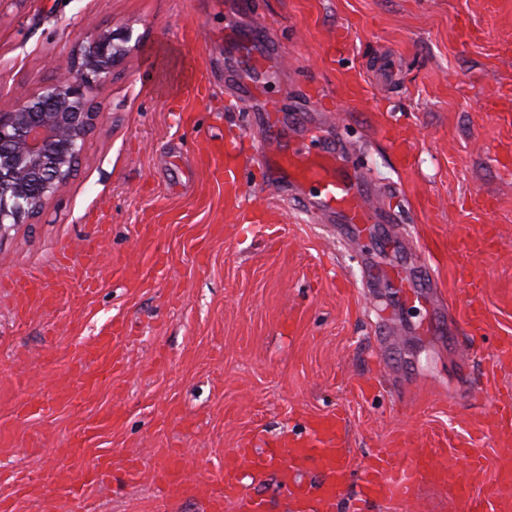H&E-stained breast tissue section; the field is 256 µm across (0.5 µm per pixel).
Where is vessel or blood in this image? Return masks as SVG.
<instances>
[{
	"mask_svg": "<svg viewBox=\"0 0 512 512\" xmlns=\"http://www.w3.org/2000/svg\"><path fill=\"white\" fill-rule=\"evenodd\" d=\"M280 41L262 23L244 31L224 57V85L239 111L247 115L249 131L259 134L256 160L271 175L269 190L297 204L311 222L336 223L360 248H371L385 225L395 223L390 194L366 177L357 156L346 147L341 128L333 121L317 122L308 132H296L287 121L271 113L264 100L275 92L289 111L314 112V99L297 101L285 83ZM239 151L231 142L202 141L196 166L225 188L228 211L242 207L243 190ZM371 281L398 284L402 301L421 298L419 281L407 280L398 269L367 262ZM14 293L24 305L53 307L57 300L87 296L88 288L63 279H18ZM127 340L124 321L112 320L96 337L83 344L69 366L73 383L58 388L49 407L74 404L78 396H92L109 381L122 362ZM483 432L512 431V402H502L479 426ZM347 424L337 413L309 417L304 431L257 450L240 447L225 452L214 484L189 481L179 450L168 451L154 473L167 497L204 496L206 512H270L268 500L243 492L244 475L274 473L276 484L292 512H369L379 502L412 499L417 487L430 483L448 489L461 512H512V452L501 454L494 484L484 493L472 491L471 479L461 477L439 448H409L407 463L398 466L390 452L373 454L363 469H355L345 446Z\"/></svg>",
	"mask_w": 512,
	"mask_h": 512,
	"instance_id": "1",
	"label": "vessel or blood"
}]
</instances>
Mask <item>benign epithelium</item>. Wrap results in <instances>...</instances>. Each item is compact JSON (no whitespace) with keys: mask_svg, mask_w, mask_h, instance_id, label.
<instances>
[{"mask_svg":"<svg viewBox=\"0 0 512 512\" xmlns=\"http://www.w3.org/2000/svg\"><path fill=\"white\" fill-rule=\"evenodd\" d=\"M132 29L101 30L38 91L0 108V232L29 223L72 179L96 112L92 92L130 52Z\"/></svg>","mask_w":512,"mask_h":512,"instance_id":"7a95c632","label":"benign epithelium"}]
</instances>
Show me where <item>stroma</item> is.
<instances>
[{"mask_svg": "<svg viewBox=\"0 0 512 512\" xmlns=\"http://www.w3.org/2000/svg\"><path fill=\"white\" fill-rule=\"evenodd\" d=\"M281 37L284 61L320 85L361 161L386 187L402 186L398 222L374 255L402 264L404 248L490 231L497 244L477 254L487 330L466 324L469 294L455 256L429 259V304H401L364 287V257L337 229L284 211L277 232L240 222L224 189L196 168L201 139H237L244 206H276L268 174L252 161L254 139L224 89V52L249 22L238 0H0V107L19 89L39 90L58 60L97 30L140 36L93 92L97 115L68 186L28 224L0 233V502L13 512H71L56 473L81 479L95 455L122 469L142 461L136 482L87 490L91 512H204L202 498L165 497L155 463L185 453L197 481L213 482L225 450L242 440L263 448L305 418L338 411L347 422L354 467L369 451L421 441L453 453L471 440L493 482L498 435L476 433L495 382L512 394V365L496 366L498 337L512 336V0H253ZM209 86L190 99L199 74ZM398 129L411 156L400 169L382 132ZM158 224L169 264L131 287L115 266L149 264L141 227ZM101 236L97 263L81 248ZM68 264H60L61 255ZM52 274L91 284L80 304L27 309L11 283ZM130 329L124 366L96 395L24 415L68 383L75 350L111 318ZM437 321L432 334L419 324ZM119 413L95 429L99 413ZM90 433L82 458L59 450ZM28 478L30 500L18 487ZM371 512H454L447 492L421 484L408 503Z\"/></svg>", "mask_w": 512, "mask_h": 512, "instance_id": "1", "label": "stroma"}]
</instances>
